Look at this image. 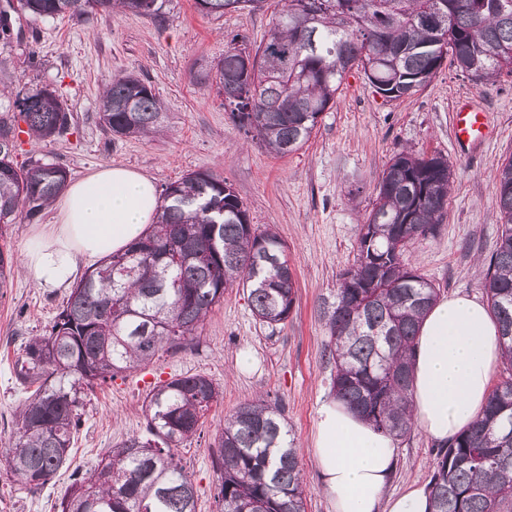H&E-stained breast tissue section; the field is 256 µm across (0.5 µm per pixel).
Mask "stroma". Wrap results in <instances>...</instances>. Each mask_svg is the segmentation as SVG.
<instances>
[{
  "instance_id": "1",
  "label": "stroma",
  "mask_w": 512,
  "mask_h": 512,
  "mask_svg": "<svg viewBox=\"0 0 512 512\" xmlns=\"http://www.w3.org/2000/svg\"><path fill=\"white\" fill-rule=\"evenodd\" d=\"M280 8L279 0H268L261 11L215 17L202 15L195 0H164L154 18L130 12L81 19L16 14L12 39H0V85L7 90L0 115L9 113L15 94L48 85L62 87L73 116L65 137L51 142L23 137L15 153L18 164L56 163L73 181L103 166H119L160 187L208 171L232 186L251 224L273 229L286 245L296 288L285 323L262 325L247 291L228 289L190 345L161 353L82 397L70 469L84 472L108 449L145 435L144 401L157 382L199 373L219 385V402L196 435L175 449L196 489V512H219L213 455L224 417L262 397L284 411L307 490L306 512H332L310 452L334 372L324 310L334 300L340 273L356 260L379 176L405 150L447 157L453 171L447 213L437 235L416 240L407 257L442 295L479 298L476 263L491 253L499 224L493 180L512 154V75L482 86L447 66L412 97L390 102L374 95L362 75L351 73L302 149L285 157L270 153L238 128L204 75L233 36H242L244 47L255 51ZM118 75L150 85L165 113L160 134L115 139L100 125L102 89ZM462 98L479 102L490 115L491 133L473 156L454 140L453 108ZM52 214L45 209L38 220H19L0 233V248L15 259L10 285L0 294V451L15 438V411L27 396L13 363L28 338L49 332L70 294L66 288L36 287L21 261L33 223H49ZM245 353L251 361L243 366L239 358ZM437 451L419 430L401 439L390 493L428 485ZM69 471L33 492L0 466V512H56Z\"/></svg>"
}]
</instances>
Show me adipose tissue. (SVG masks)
Here are the masks:
<instances>
[{
  "label": "adipose tissue",
  "mask_w": 512,
  "mask_h": 512,
  "mask_svg": "<svg viewBox=\"0 0 512 512\" xmlns=\"http://www.w3.org/2000/svg\"><path fill=\"white\" fill-rule=\"evenodd\" d=\"M159 205L153 179L122 167L101 168L67 186L51 223L34 228L23 263L36 286L68 287L81 265L138 240ZM499 358L487 306L465 295L437 298L415 345L412 419L428 440L446 443L470 425L488 400ZM311 454L333 512H431L427 488L389 493L396 439L341 401L319 408Z\"/></svg>",
  "instance_id": "adipose-tissue-1"
}]
</instances>
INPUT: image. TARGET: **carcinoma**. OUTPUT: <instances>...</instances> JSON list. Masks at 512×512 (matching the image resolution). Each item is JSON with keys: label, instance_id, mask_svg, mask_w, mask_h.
Returning a JSON list of instances; mask_svg holds the SVG:
<instances>
[{"label": "carcinoma", "instance_id": "1", "mask_svg": "<svg viewBox=\"0 0 512 512\" xmlns=\"http://www.w3.org/2000/svg\"><path fill=\"white\" fill-rule=\"evenodd\" d=\"M265 0H196L205 15L260 9ZM278 17L251 55L230 47L207 80L232 119L279 156L300 150L332 108L347 65H356L386 101L416 93L447 64L481 84L512 74V0H281ZM41 18L131 11L152 18L159 0H16ZM443 12L444 26L420 18ZM14 119L0 118V229L34 219L63 191L66 168L39 160L18 166L19 134L44 141L68 133L71 115L58 87L19 94ZM99 118L117 138L162 131L160 100L134 76L113 78ZM26 129H21L20 124ZM448 158L396 154L376 185L357 260L339 278L324 311L332 393L376 428L397 437L413 429L409 354L419 323L439 295L406 258L410 243L435 236L448 209ZM502 224L484 263L481 287L502 341V367L487 405L465 432L439 449L430 492L434 512H512V155L494 181ZM285 243L257 231L232 187L207 171L171 182L144 237L101 262L72 288L48 334L29 338L14 364L35 389L16 413L6 466L32 490L70 465L81 426L82 394L145 366L162 350L190 344L228 288L249 289L251 311L274 327L287 321L295 280ZM208 376L173 377L153 387L149 438L108 450L93 470L72 474L58 512H196L194 485L173 447L189 440L218 402ZM278 402L259 398L224 419L214 440L221 512H305V488L283 430Z\"/></svg>", "mask_w": 512, "mask_h": 512}]
</instances>
